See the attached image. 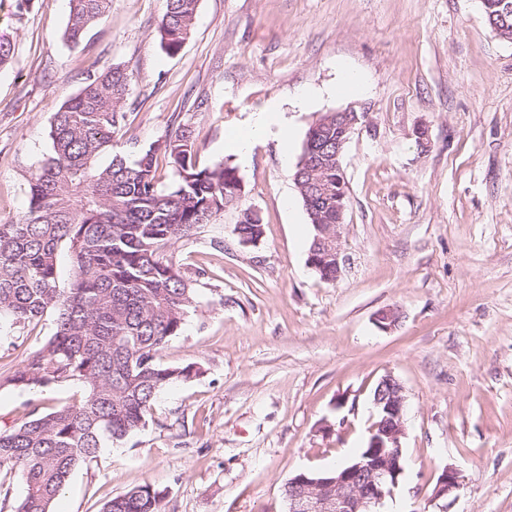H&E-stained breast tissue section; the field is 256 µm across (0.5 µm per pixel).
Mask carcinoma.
I'll use <instances>...</instances> for the list:
<instances>
[{
    "instance_id": "obj_1",
    "label": "carcinoma",
    "mask_w": 512,
    "mask_h": 512,
    "mask_svg": "<svg viewBox=\"0 0 512 512\" xmlns=\"http://www.w3.org/2000/svg\"><path fill=\"white\" fill-rule=\"evenodd\" d=\"M198 2L167 0L159 35L168 53L191 37ZM111 8L112 0H70L64 39L79 44ZM130 83L125 69L110 66L55 112L52 155L29 182L27 210L0 223V323L25 326L55 314L53 335L0 374V383L39 395L64 384L79 388L49 409L27 404L0 430V470L20 473L25 484L11 512H53L76 467L145 428L164 388L200 374L193 364L158 361L196 307L195 288L166 250L236 202L241 180L226 162L199 166L181 125L132 161L115 154L97 165L123 127ZM316 124L320 146L333 151L336 117L325 113ZM160 154L175 177L166 190L157 177ZM320 177L331 198L315 202L318 223L334 224L336 204H349L347 192L336 193L344 172L329 162ZM235 232L244 244L258 242L261 216L243 212ZM63 248L74 260L67 288L58 280ZM164 498L144 484L112 498L103 512H164Z\"/></svg>"
}]
</instances>
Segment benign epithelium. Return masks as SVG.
Returning <instances> with one entry per match:
<instances>
[{
	"mask_svg": "<svg viewBox=\"0 0 512 512\" xmlns=\"http://www.w3.org/2000/svg\"><path fill=\"white\" fill-rule=\"evenodd\" d=\"M365 115L352 110L336 112V126L342 134L336 139V169H342L341 157L346 144L362 123ZM327 157L317 150L314 133L307 136L306 151L299 166L298 176L308 182L309 200L324 197L315 179ZM336 231H323L321 242L326 254L336 260V275H341L344 257L341 248V228L344 213H339ZM376 323L390 329L399 321V312L393 307L376 314ZM405 395L401 382L391 375L383 376L372 394L375 418L369 428L367 451L352 463L334 473L301 471L288 480V512H380L385 500L392 496L403 473L401 464L404 448L401 439L405 433ZM460 486L455 468L447 466L438 476L431 502L447 498Z\"/></svg>",
	"mask_w": 512,
	"mask_h": 512,
	"instance_id": "obj_1",
	"label": "benign epithelium"
}]
</instances>
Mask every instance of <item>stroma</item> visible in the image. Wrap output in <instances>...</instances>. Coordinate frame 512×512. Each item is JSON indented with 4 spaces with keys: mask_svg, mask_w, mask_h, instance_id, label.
Here are the masks:
<instances>
[{
    "mask_svg": "<svg viewBox=\"0 0 512 512\" xmlns=\"http://www.w3.org/2000/svg\"><path fill=\"white\" fill-rule=\"evenodd\" d=\"M165 10L112 0L73 47L69 0H0V37L15 46L0 69V222L26 210L54 113L112 64L132 77L117 152L134 159L183 125L199 165L228 162L242 180L236 204L167 252L198 306L159 360L200 376L165 388L144 430L76 468L54 512H102L145 483L165 512H288L296 472L339 468L364 447L388 374L406 397L389 512H436L447 466L460 473L448 512H512V42L480 0H199L192 37L170 54ZM347 69L364 94H336ZM274 108L292 127L289 155L272 131L241 160L230 138ZM349 108L366 118L342 157L345 264L326 283L308 264L293 172L315 121ZM246 208L263 219L254 245L234 232ZM387 307L400 319L384 330ZM54 329L50 315L0 328V372ZM74 391L2 387L0 422Z\"/></svg>",
    "mask_w": 512,
    "mask_h": 512,
    "instance_id": "stroma-1",
    "label": "stroma"
}]
</instances>
